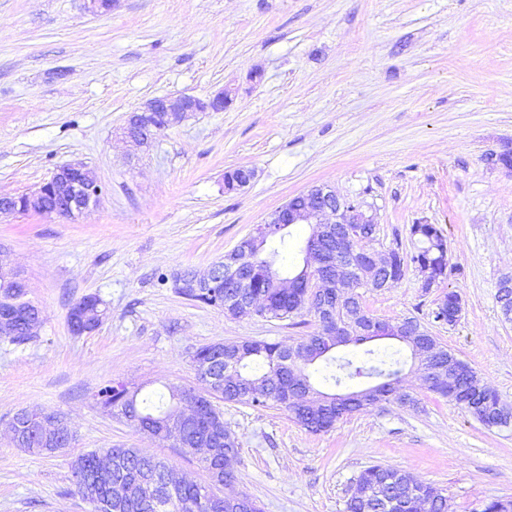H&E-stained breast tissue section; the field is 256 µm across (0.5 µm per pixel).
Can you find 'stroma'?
<instances>
[{
    "mask_svg": "<svg viewBox=\"0 0 512 512\" xmlns=\"http://www.w3.org/2000/svg\"><path fill=\"white\" fill-rule=\"evenodd\" d=\"M224 89V110L192 114L151 147L116 134L149 99ZM511 143L512 0H114L99 15L83 0H0V194L36 190L76 161L103 187L73 220H0V262L43 318L34 340L0 341V512H91L69 462L100 448H138L206 479L197 455L104 411L97 391L192 385L200 346L318 331L306 313L230 319L170 282L205 272L315 184L371 205L375 248L409 253L411 225L442 229L444 283L422 291L410 269L362 302L384 320L417 317L512 404V321L495 298L512 276V174L492 160ZM238 167L252 180L225 190ZM452 290L460 320L435 323ZM91 293L107 316L73 335L69 310ZM402 385L417 409L383 401L320 434L281 409L219 402L239 443L235 491L263 512H345L358 474L384 464L440 488L448 512L512 497V425L485 428L414 372ZM23 408L59 413L74 442L51 455L15 447Z\"/></svg>",
    "mask_w": 512,
    "mask_h": 512,
    "instance_id": "stroma-1",
    "label": "stroma"
}]
</instances>
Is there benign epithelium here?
<instances>
[{"instance_id": "obj_1", "label": "benign epithelium", "mask_w": 512, "mask_h": 512, "mask_svg": "<svg viewBox=\"0 0 512 512\" xmlns=\"http://www.w3.org/2000/svg\"><path fill=\"white\" fill-rule=\"evenodd\" d=\"M228 98L229 94L224 91L207 102L186 94L155 97L129 113L121 127V134L139 145L147 146L157 134V127L153 123L154 113L162 112L170 120H181L193 112L208 109L221 111L228 103ZM48 194L55 198L56 205L44 204ZM101 194V184L92 171L82 162H70L58 166L50 178L33 192L0 195V217L54 213L74 218L97 206ZM295 199L302 201V204L296 205L290 200L276 209L236 247L225 253L224 259L214 263L207 274H192L182 288L199 290L219 280L224 281V285L229 288L248 287L249 280L242 276L244 264L257 257L267 240L274 235L293 224H307L310 233L304 246L302 280L309 287V301L320 326L318 349L328 352L345 345L348 336H397L410 343L417 352L425 348L428 330L406 317L386 324L371 317L361 324L355 319L350 325L336 322V308L359 300V290H384L393 283V280L385 277L390 264L389 252L372 247L356 248V244L364 240L366 232L374 230L375 214L365 206L338 195L326 184L314 185L305 193L295 196ZM328 240L336 241V251L327 258V263L333 265V271L331 275L320 278L318 269L322 266L324 255L322 243ZM105 317L106 309L103 308L101 298L89 294L83 303L69 311L68 326L74 335L90 334L101 326ZM310 358L311 352L307 346L294 343L288 346L285 362L291 366L300 361L307 364ZM460 367L461 359L450 352L448 363L426 370L422 383L428 388L440 389L445 383L454 381ZM194 369L196 384L172 387L175 401L173 408L162 418L158 428L146 429L144 433L209 455L212 453V444L232 442V434L224 426V417L213 412V399L225 383L238 382L246 389L249 381L242 376L241 361L224 355L198 361ZM201 414L206 415L202 435L191 443L185 442L186 424ZM63 430L68 433L69 440H74L73 432L63 418L52 422L40 418L37 426L28 430V434L37 436L42 447L52 448ZM111 454L110 448L97 452L103 465L79 477L76 489L83 499L90 501L104 496L121 499L144 488L143 483L136 479L112 482L110 464L107 463ZM232 459L230 454L224 458V481H218L216 474L209 472L203 486L212 489L216 497L227 504L242 505L246 497L233 492L234 480L230 478L229 470Z\"/></svg>"}]
</instances>
